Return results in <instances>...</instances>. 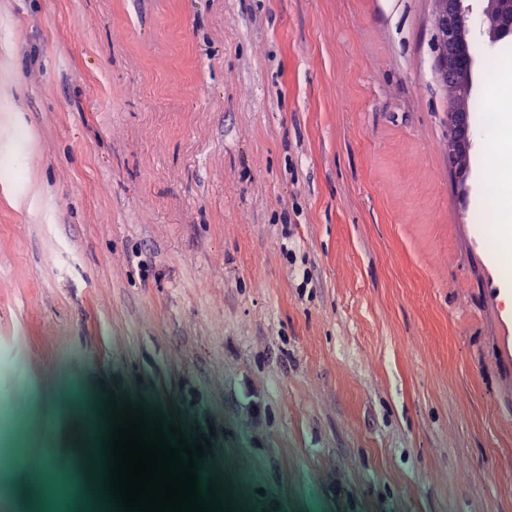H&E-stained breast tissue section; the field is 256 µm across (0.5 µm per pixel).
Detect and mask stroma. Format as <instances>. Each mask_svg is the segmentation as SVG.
I'll list each match as a JSON object with an SVG mask.
<instances>
[{"mask_svg":"<svg viewBox=\"0 0 512 512\" xmlns=\"http://www.w3.org/2000/svg\"><path fill=\"white\" fill-rule=\"evenodd\" d=\"M434 68L431 0H0V512H96L114 394L237 512H512V222ZM450 105H453L448 112V167L457 169L461 164V154L465 153L469 163L467 165V175L463 178V184L466 191L469 189L470 179V159L474 148L475 132L472 127L471 115L465 112H453L455 106L465 109L468 112L475 111V104L470 96L461 90L450 94ZM509 205V200L503 198L500 193H496L491 196L489 204L487 208H481L478 215L476 216V220L478 224H484L488 226H493L501 223L503 210ZM491 217L495 224L488 222V218Z\"/></svg>","mask_w":512,"mask_h":512,"instance_id":"stroma-1","label":"stroma"}]
</instances>
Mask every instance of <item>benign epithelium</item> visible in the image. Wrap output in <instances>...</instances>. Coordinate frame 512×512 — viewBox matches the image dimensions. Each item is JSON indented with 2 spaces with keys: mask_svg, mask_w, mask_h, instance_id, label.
<instances>
[{
  "mask_svg": "<svg viewBox=\"0 0 512 512\" xmlns=\"http://www.w3.org/2000/svg\"><path fill=\"white\" fill-rule=\"evenodd\" d=\"M432 23L450 13L454 27L450 38L436 39L437 65L435 80L444 90L459 85L472 90L475 57L471 52L473 29L470 16L472 9L466 0H432ZM481 29L488 42L496 44L512 38V0H480ZM448 167L456 169L461 164V154L471 156L475 132L471 115L465 112L448 113Z\"/></svg>",
  "mask_w": 512,
  "mask_h": 512,
  "instance_id": "benign-epithelium-1",
  "label": "benign epithelium"
}]
</instances>
